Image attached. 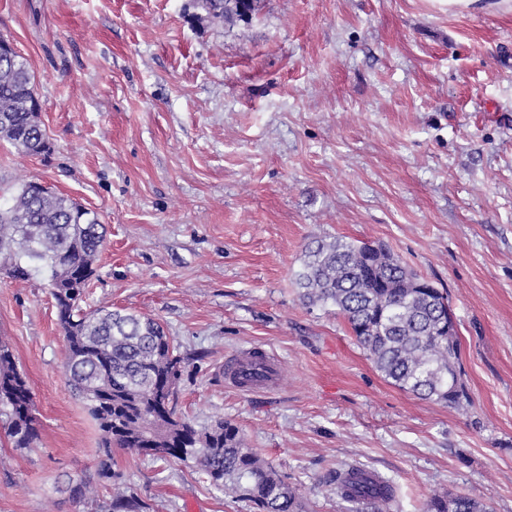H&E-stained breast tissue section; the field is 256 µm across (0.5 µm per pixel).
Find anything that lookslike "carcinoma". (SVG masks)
Here are the masks:
<instances>
[{"instance_id": "carcinoma-1", "label": "carcinoma", "mask_w": 512, "mask_h": 512, "mask_svg": "<svg viewBox=\"0 0 512 512\" xmlns=\"http://www.w3.org/2000/svg\"><path fill=\"white\" fill-rule=\"evenodd\" d=\"M36 99L26 60L0 39V141L28 156L51 151ZM104 243L97 212L34 180L0 205V270L23 281L44 275L53 285L68 381L87 402L105 455L119 448L190 461L225 495L252 503L258 512H301L296 489L245 446L237 427L221 418L198 429L177 413L173 394L184 357L159 321L104 306L80 307ZM421 281L390 249L342 238L307 244L295 274L302 302L334 308L394 385L422 400L463 409L471 401L458 380L460 349L455 329L448 328V295L420 287ZM0 429L14 448L39 441L33 393L1 342ZM330 481L356 512H383L395 499L390 481L373 483L364 470L337 471ZM94 492L90 477L71 489L79 501ZM109 510L143 512V506L115 487ZM424 512L487 509L475 497L444 492L427 499Z\"/></svg>"}]
</instances>
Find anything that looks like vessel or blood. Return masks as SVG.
<instances>
[{"instance_id":"b4317fda","label":"vessel or blood","mask_w":512,"mask_h":512,"mask_svg":"<svg viewBox=\"0 0 512 512\" xmlns=\"http://www.w3.org/2000/svg\"><path fill=\"white\" fill-rule=\"evenodd\" d=\"M226 384L240 392H268L278 387L280 367L277 357L260 348L233 356L224 363Z\"/></svg>"}]
</instances>
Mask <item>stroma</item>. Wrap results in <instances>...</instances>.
<instances>
[{
  "label": "stroma",
  "instance_id": "35a3bbf8",
  "mask_svg": "<svg viewBox=\"0 0 512 512\" xmlns=\"http://www.w3.org/2000/svg\"><path fill=\"white\" fill-rule=\"evenodd\" d=\"M27 61L48 157L0 143V197L36 178L100 214L106 246L82 306L156 318L184 358L176 409L221 418L306 512H350L330 473L391 481L389 512L433 491L512 512V10L480 0H259L217 22L192 0H0ZM387 246L447 291L468 411L420 399L367 359L333 308L294 283L310 241ZM33 394L41 440L0 441V512H256L192 463L113 449L65 376L41 277L0 273V340ZM280 360L244 394L224 363ZM226 384L240 392H268L280 381L277 357L260 348H253L244 356H232L224 363Z\"/></svg>",
  "mask_w": 512,
  "mask_h": 512
}]
</instances>
